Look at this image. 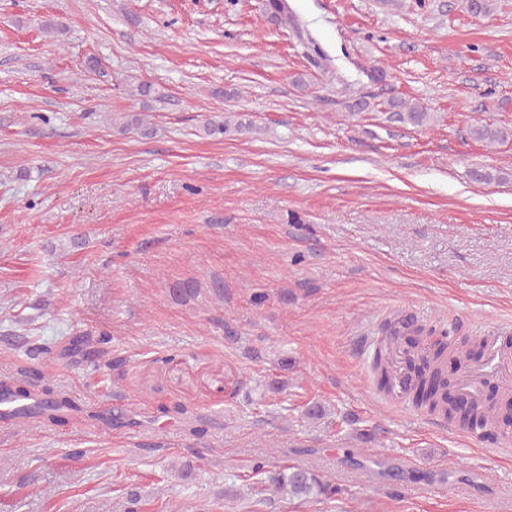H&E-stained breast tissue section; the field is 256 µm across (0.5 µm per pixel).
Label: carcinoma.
Here are the masks:
<instances>
[{
	"label": "carcinoma",
	"mask_w": 512,
	"mask_h": 512,
	"mask_svg": "<svg viewBox=\"0 0 512 512\" xmlns=\"http://www.w3.org/2000/svg\"><path fill=\"white\" fill-rule=\"evenodd\" d=\"M494 0H465L466 10L475 17L491 13ZM265 15L275 25L298 27L296 17L288 0H266ZM389 107L395 110L394 116L402 122L415 126L428 123L431 113L419 104L406 101L391 102ZM474 139L490 144L504 143L512 138V130L494 124H480L472 128ZM417 336L413 345L417 356L411 364L414 384L411 389L416 405L425 408L431 414H440L448 421H458L470 429L498 428L500 424L512 422V400H496L484 406H469L463 411L448 399V379L445 371L448 363L463 365L470 360L472 347L463 341L424 342L421 330L414 329ZM25 399L29 404L21 408L16 416L34 417L52 424L65 422L64 412L73 409L66 397L58 393L51 377L41 373L36 379L28 378L14 381V385H3L0 394ZM257 482L264 484L278 495L290 500L304 502L320 501L336 496L338 489L330 479L320 471L309 466L290 465L270 471L259 465L252 470Z\"/></svg>",
	"instance_id": "cac0c4a2"
}]
</instances>
